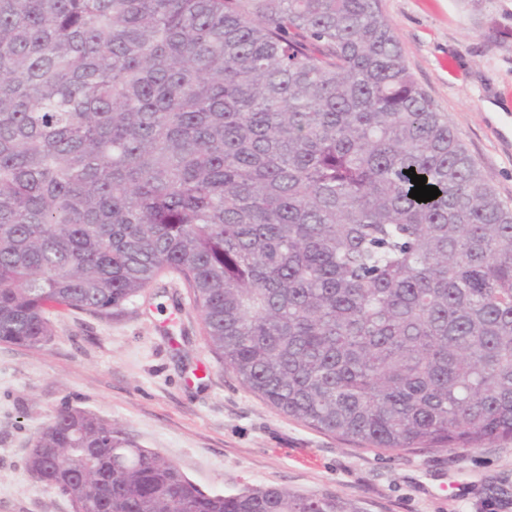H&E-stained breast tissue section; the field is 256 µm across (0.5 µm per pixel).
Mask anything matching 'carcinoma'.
Returning <instances> with one entry per match:
<instances>
[{
  "label": "carcinoma",
  "mask_w": 512,
  "mask_h": 512,
  "mask_svg": "<svg viewBox=\"0 0 512 512\" xmlns=\"http://www.w3.org/2000/svg\"><path fill=\"white\" fill-rule=\"evenodd\" d=\"M412 167L441 195L410 198ZM166 272L289 418L381 450L512 439V208L381 0H0V343ZM27 466L73 512H357L205 492L69 406Z\"/></svg>",
  "instance_id": "1"
}]
</instances>
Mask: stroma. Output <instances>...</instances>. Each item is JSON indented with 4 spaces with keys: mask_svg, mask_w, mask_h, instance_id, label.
<instances>
[{
    "mask_svg": "<svg viewBox=\"0 0 512 512\" xmlns=\"http://www.w3.org/2000/svg\"><path fill=\"white\" fill-rule=\"evenodd\" d=\"M418 85L512 206V0H382ZM39 348L0 343V512H73L26 470L62 405L119 423L203 491L331 493L358 512H512V440L380 451L290 419L205 343L178 275L112 319L53 310Z\"/></svg>",
    "mask_w": 512,
    "mask_h": 512,
    "instance_id": "stroma-1",
    "label": "stroma"
}]
</instances>
